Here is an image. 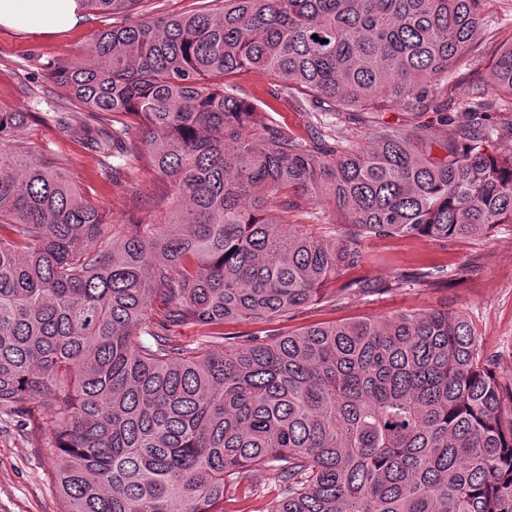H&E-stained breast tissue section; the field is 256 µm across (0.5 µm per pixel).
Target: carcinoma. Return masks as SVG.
<instances>
[{"label": "carcinoma", "mask_w": 512, "mask_h": 512, "mask_svg": "<svg viewBox=\"0 0 512 512\" xmlns=\"http://www.w3.org/2000/svg\"><path fill=\"white\" fill-rule=\"evenodd\" d=\"M80 2L116 19L50 65L81 114L0 110V414L56 455L64 512H224L256 469L277 491L262 512H512V376L465 315L274 327L360 265L365 238L512 224V151L489 152L493 104L512 112V44L448 111L491 0H220L150 19L138 0ZM248 72L313 113L308 140ZM394 106L456 136L381 123L351 148L324 120ZM34 120L100 154L112 182L170 183L167 215L114 224L43 151L13 153ZM304 200L343 235L290 223ZM257 320L273 328L224 332ZM240 82L259 100L270 105L275 112L269 115L280 123L287 124L297 135L308 138L310 126L316 121L310 112L298 111L282 101H276L266 92L269 85L258 73H249L240 77Z\"/></svg>", "instance_id": "obj_1"}]
</instances>
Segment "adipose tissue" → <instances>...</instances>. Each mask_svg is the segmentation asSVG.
Wrapping results in <instances>:
<instances>
[{
	"label": "adipose tissue",
	"instance_id": "1",
	"mask_svg": "<svg viewBox=\"0 0 512 512\" xmlns=\"http://www.w3.org/2000/svg\"><path fill=\"white\" fill-rule=\"evenodd\" d=\"M79 0H0V25L56 35L81 25Z\"/></svg>",
	"mask_w": 512,
	"mask_h": 512
}]
</instances>
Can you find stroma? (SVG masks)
I'll return each mask as SVG.
<instances>
[{"label": "stroma", "instance_id": "stroma-1", "mask_svg": "<svg viewBox=\"0 0 512 512\" xmlns=\"http://www.w3.org/2000/svg\"><path fill=\"white\" fill-rule=\"evenodd\" d=\"M111 18L91 16L86 24L51 37L0 26V108L29 112H67L70 104L45 74L52 60L80 54ZM512 39V0H491L487 18L470 55L448 80V105L456 107L487 73L488 61L499 42ZM240 81L259 100L270 102L272 117L297 135L307 136L314 117L287 103L270 100L263 76L250 73ZM410 126L414 118L401 107L378 115L359 113L345 121L342 130L351 147L368 145L376 122ZM11 146L24 154L33 149L53 155L71 180L94 202L111 211L113 219L133 223L142 218L160 219L163 184L152 175L121 185L101 174L98 156L71 141L58 140L54 130L30 122L14 137ZM364 263L352 275L384 284V291L349 298L324 297L301 308L281 322L288 332L317 322L384 318L403 310L445 308L465 314L482 347L499 354L500 371L512 374V227L499 226L489 234L440 244L425 238H371L363 243ZM466 268L463 278H451L456 268ZM428 271L437 284H395L397 273ZM57 460L28 434L17 418L0 417V512H62L54 481Z\"/></svg>", "mask_w": 512, "mask_h": 512}]
</instances>
